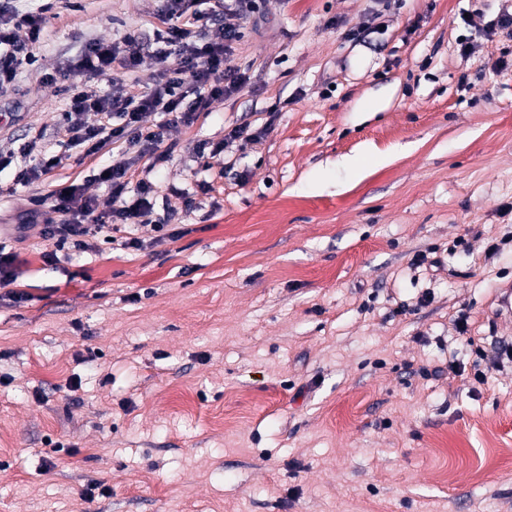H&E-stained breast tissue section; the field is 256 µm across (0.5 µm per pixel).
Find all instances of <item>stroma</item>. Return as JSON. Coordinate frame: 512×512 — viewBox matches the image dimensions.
I'll use <instances>...</instances> for the list:
<instances>
[{"mask_svg":"<svg viewBox=\"0 0 512 512\" xmlns=\"http://www.w3.org/2000/svg\"><path fill=\"white\" fill-rule=\"evenodd\" d=\"M157 6L57 5L0 140L53 126L67 98L44 69L89 40L139 36L151 86ZM375 7L286 0L237 44L248 83L170 128L152 173V218L182 236L45 262L40 226L15 228L32 196L80 184L106 209L93 174L144 162L72 149L30 187L0 170V512H512V462L485 443L512 448V36L489 29L512 0ZM242 123L259 143L198 157Z\"/></svg>","mask_w":512,"mask_h":512,"instance_id":"35a3bbf8","label":"stroma"}]
</instances>
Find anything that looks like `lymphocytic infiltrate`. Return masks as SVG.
<instances>
[{
  "mask_svg": "<svg viewBox=\"0 0 512 512\" xmlns=\"http://www.w3.org/2000/svg\"><path fill=\"white\" fill-rule=\"evenodd\" d=\"M274 0H228L204 14L191 8V0H161L155 13V32L162 49V67L148 90H136L129 75L142 62V49L134 35L109 42H88L74 60H64L47 72L49 83L72 81L71 94L53 131L31 129L25 142L16 148L0 144V168L16 157L28 163L16 174L19 184L30 186L42 181L58 166L59 156L48 152L46 140L56 134L70 148H82L85 156L96 155L107 144L136 149L150 166L167 160L158 146L174 125L188 124L196 113L207 111L211 103L238 92L248 81L232 63L235 45L247 29H260L267 16L265 8ZM45 21L43 9L22 11L13 0H0V90L15 84L19 73L31 65L29 44L37 42ZM109 79V90L96 82ZM96 123H88V113ZM160 115L153 126H144L146 114ZM112 196L110 209L98 211L95 199L85 196L73 184L59 193L51 212L30 209L17 226L41 224L42 238L50 249L47 260L58 251L88 249L90 238L126 226L150 224L153 196L157 185L149 177L132 178L128 165L109 166L104 179ZM65 214L64 222L53 219Z\"/></svg>",
  "mask_w": 512,
  "mask_h": 512,
  "instance_id": "f902f5d3",
  "label": "lymphocytic infiltrate"
}]
</instances>
